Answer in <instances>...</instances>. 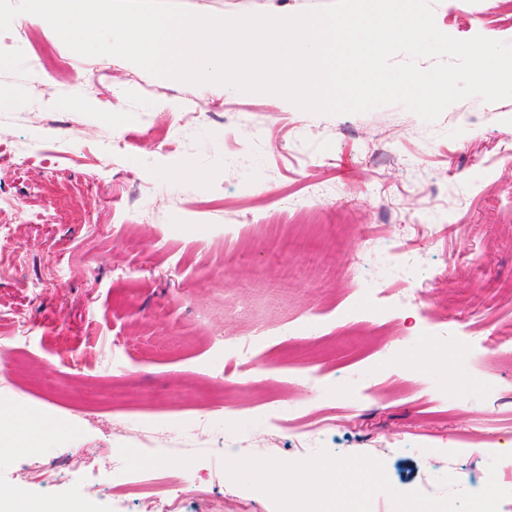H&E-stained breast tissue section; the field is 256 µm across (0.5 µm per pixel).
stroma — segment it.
Here are the masks:
<instances>
[{
	"instance_id": "obj_1",
	"label": "stroma",
	"mask_w": 512,
	"mask_h": 512,
	"mask_svg": "<svg viewBox=\"0 0 512 512\" xmlns=\"http://www.w3.org/2000/svg\"><path fill=\"white\" fill-rule=\"evenodd\" d=\"M194 13L293 15L330 0H178ZM440 31L512 41V0H436ZM29 28L56 50L45 68ZM0 487L70 512H147L144 483L188 484L184 512H275L226 456L326 449L384 464L398 491L512 487V99L428 123L400 105L313 115L271 94L86 58L16 16L0 33ZM96 84L62 107L86 67ZM209 97L238 123L193 112ZM126 141L129 152L116 150ZM317 232L318 262L286 243ZM475 355L461 359V334ZM254 343L235 372L245 338ZM293 409L314 440L271 426ZM336 424L322 428L328 414ZM169 432L124 467L125 433ZM500 455L490 467L492 455ZM50 469L52 483L30 480Z\"/></svg>"
}]
</instances>
